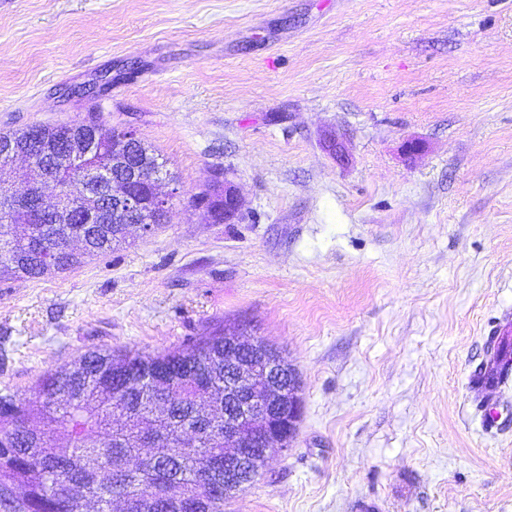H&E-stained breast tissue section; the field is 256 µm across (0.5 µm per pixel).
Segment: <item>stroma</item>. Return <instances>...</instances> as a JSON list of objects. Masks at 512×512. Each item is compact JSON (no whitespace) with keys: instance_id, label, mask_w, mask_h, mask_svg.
I'll return each instance as SVG.
<instances>
[{"instance_id":"obj_1","label":"stroma","mask_w":512,"mask_h":512,"mask_svg":"<svg viewBox=\"0 0 512 512\" xmlns=\"http://www.w3.org/2000/svg\"><path fill=\"white\" fill-rule=\"evenodd\" d=\"M91 112L166 160L173 204L0 281V389L238 323L304 412L224 512H512V382L469 384L512 319V0H0V132ZM218 170L239 223L191 201Z\"/></svg>"}]
</instances>
